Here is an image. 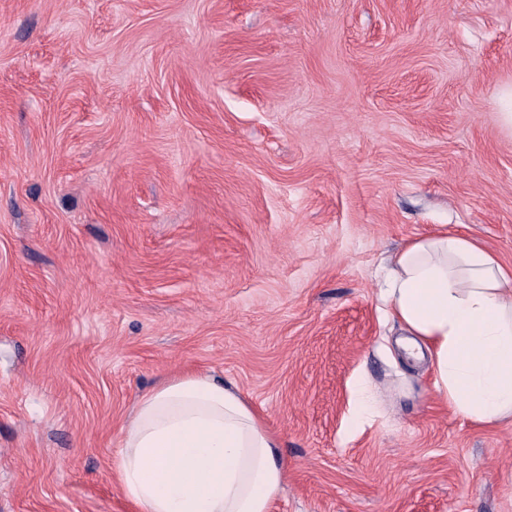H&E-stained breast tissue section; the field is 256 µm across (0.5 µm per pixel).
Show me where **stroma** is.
Listing matches in <instances>:
<instances>
[{"mask_svg": "<svg viewBox=\"0 0 512 512\" xmlns=\"http://www.w3.org/2000/svg\"><path fill=\"white\" fill-rule=\"evenodd\" d=\"M512 0H0V512H135L175 372L281 443L271 512H512L379 300L409 240L512 265Z\"/></svg>", "mask_w": 512, "mask_h": 512, "instance_id": "1", "label": "stroma"}]
</instances>
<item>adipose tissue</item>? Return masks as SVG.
Masks as SVG:
<instances>
[{
    "instance_id": "obj_1",
    "label": "adipose tissue",
    "mask_w": 512,
    "mask_h": 512,
    "mask_svg": "<svg viewBox=\"0 0 512 512\" xmlns=\"http://www.w3.org/2000/svg\"><path fill=\"white\" fill-rule=\"evenodd\" d=\"M379 298L428 353L449 407L486 424L512 417V268L475 238L432 233L393 256ZM279 448L236 387L185 371L138 399L113 470L137 512H270Z\"/></svg>"
}]
</instances>
